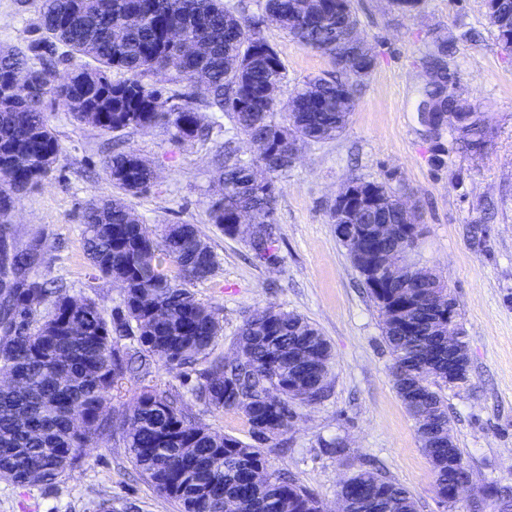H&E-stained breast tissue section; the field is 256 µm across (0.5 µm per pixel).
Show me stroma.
Returning a JSON list of instances; mask_svg holds the SVG:
<instances>
[{
	"mask_svg": "<svg viewBox=\"0 0 512 512\" xmlns=\"http://www.w3.org/2000/svg\"><path fill=\"white\" fill-rule=\"evenodd\" d=\"M353 7L375 65L342 134L302 147L281 180L277 265L253 262L243 236L224 235L209 222L208 207L220 196L215 154L229 125L220 112L212 115L209 136L183 144L159 127L120 139L103 135L47 101L63 154L51 177L22 196L10 228L18 247L39 244L44 262L37 276L63 280L74 298L117 308L119 284L96 276L85 255L81 213L91 197L112 193L105 157L137 152L157 177L131 198L135 213L158 235L169 224L196 225L218 256L215 276L191 286L222 326L212 356L233 357L243 321L269 307L303 316L331 347L326 397L296 406L287 446L267 454L269 470L313 493L326 512L336 508L345 479L375 467L408 489L418 512H448L394 387L382 313L328 211L355 175L385 181L415 204L424 228L419 257L447 279L467 345L468 379L444 391L454 441L474 485L512 486V48L499 42L487 0H420L408 12L392 0H353ZM38 22L35 0H0V46L27 47ZM263 34L287 68L289 87L334 71L329 57L275 23ZM441 38L454 41L448 74L455 97L490 118L482 153L463 150L448 125L432 139L417 110L427 79L423 63ZM439 144L449 152L441 164L434 159ZM194 383L157 365L124 380L107 409L121 414L142 391L166 389L213 433L253 443L243 416L196 400ZM337 442L343 452H335ZM103 503L112 512H179L135 469L118 431L92 440L85 463L55 484L22 487L0 479V512H97Z\"/></svg>",
	"mask_w": 512,
	"mask_h": 512,
	"instance_id": "35a3bbf8",
	"label": "stroma"
}]
</instances>
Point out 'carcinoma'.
<instances>
[{
  "label": "carcinoma",
  "mask_w": 512,
  "mask_h": 512,
  "mask_svg": "<svg viewBox=\"0 0 512 512\" xmlns=\"http://www.w3.org/2000/svg\"><path fill=\"white\" fill-rule=\"evenodd\" d=\"M42 37L26 49L0 48V241L20 197L55 169L61 144L44 108L54 97L78 124L104 134L164 127L178 141L209 128L203 110L226 114L236 135L262 150L243 160L234 140L224 141L217 168L224 197L209 218L234 236L251 218L246 243L255 260L277 262L276 199L291 155L310 143L338 136L355 106V90L372 71L363 44L348 46L345 30L357 29L352 0H263L264 14L224 0H38ZM273 18L300 45L333 60L336 72L295 87L280 104L275 90L287 69L262 34ZM444 44L426 61L433 74L423 87V122L439 134L436 96L445 91ZM70 66L61 78L56 65ZM168 72L178 88L165 90L151 75ZM467 150L485 141L488 117L468 112L456 124ZM113 194L87 201L82 219L92 270L122 286V305L106 316L94 299L77 300L61 285L33 278L43 263L38 244L0 261V283L12 285L0 318V369L10 384L0 389V478L50 485L85 462L84 448L99 435L123 431L125 448L152 486L180 512H321L315 497L290 478L267 472L257 445L218 436L197 424L168 392H142L131 411L114 420L103 414L124 379L147 375L157 362L170 372L209 355L221 331L213 310L188 285L215 275L219 262L194 224H170L162 238L142 223L127 202L150 187L153 174L135 152L103 160ZM376 194V210L352 208L346 222L367 226L384 218L396 225L389 238L362 246L339 238L363 284L387 314L384 335L398 396L416 391L435 409L430 428L416 431L436 476L440 502L466 465L459 448L433 447L452 430L442 389L448 386V337L436 320L455 303L442 278L420 266L392 286L373 260L418 246L408 237V201L378 180L356 177ZM176 272L168 273L163 262ZM42 305L51 307L38 316ZM135 338L122 349L119 340ZM237 354L216 357L199 373L197 395L216 409L240 412L258 442L283 437L295 406L320 399L329 388L331 350L320 330L298 314L268 308L243 321ZM347 512H417L406 488L373 470H360L342 485Z\"/></svg>",
  "instance_id": "1"
}]
</instances>
